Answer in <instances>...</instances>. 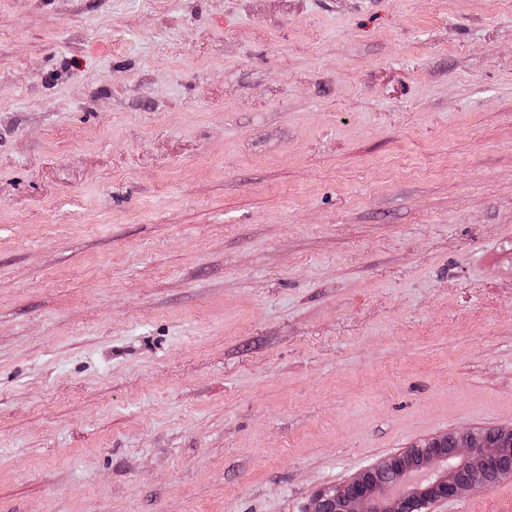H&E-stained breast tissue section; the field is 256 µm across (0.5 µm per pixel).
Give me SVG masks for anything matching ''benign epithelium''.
<instances>
[{
    "instance_id": "obj_1",
    "label": "benign epithelium",
    "mask_w": 512,
    "mask_h": 512,
    "mask_svg": "<svg viewBox=\"0 0 512 512\" xmlns=\"http://www.w3.org/2000/svg\"><path fill=\"white\" fill-rule=\"evenodd\" d=\"M478 463L500 480L512 478V451L484 429L427 437L323 488L305 512H436L466 489L491 486L463 469Z\"/></svg>"
}]
</instances>
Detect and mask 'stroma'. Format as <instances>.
I'll return each mask as SVG.
<instances>
[{"label": "stroma", "instance_id": "obj_1", "mask_svg": "<svg viewBox=\"0 0 512 512\" xmlns=\"http://www.w3.org/2000/svg\"><path fill=\"white\" fill-rule=\"evenodd\" d=\"M510 423L512 0H0V512Z\"/></svg>", "mask_w": 512, "mask_h": 512}]
</instances>
